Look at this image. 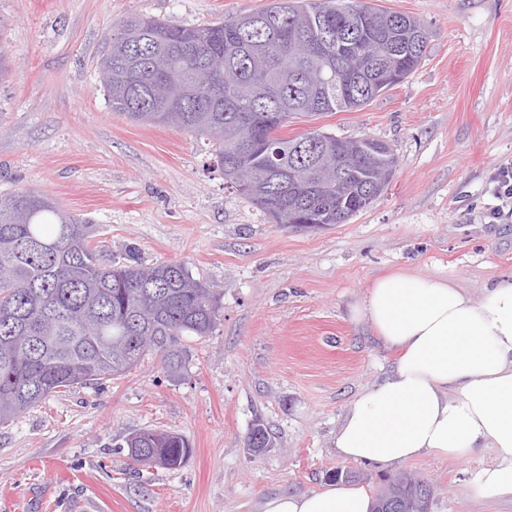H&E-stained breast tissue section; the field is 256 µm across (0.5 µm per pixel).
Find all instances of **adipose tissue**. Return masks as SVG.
I'll list each match as a JSON object with an SVG mask.
<instances>
[{
	"label": "adipose tissue",
	"mask_w": 512,
	"mask_h": 512,
	"mask_svg": "<svg viewBox=\"0 0 512 512\" xmlns=\"http://www.w3.org/2000/svg\"><path fill=\"white\" fill-rule=\"evenodd\" d=\"M398 353L384 380L359 394L336 431L337 455L382 467L433 453L468 458L491 449L476 493L512 500V279L488 284L482 301L451 281L407 272L377 279L350 306ZM360 485L328 484L267 498L261 512H371Z\"/></svg>",
	"instance_id": "adipose-tissue-1"
}]
</instances>
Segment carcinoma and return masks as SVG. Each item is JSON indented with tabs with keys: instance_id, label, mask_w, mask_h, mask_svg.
Masks as SVG:
<instances>
[{
	"instance_id": "carcinoma-1",
	"label": "carcinoma",
	"mask_w": 512,
	"mask_h": 512,
	"mask_svg": "<svg viewBox=\"0 0 512 512\" xmlns=\"http://www.w3.org/2000/svg\"><path fill=\"white\" fill-rule=\"evenodd\" d=\"M365 0H272L255 13L259 24L237 36L250 51H228L239 17L181 27L150 16L120 22L112 39L114 112L135 121L176 125L215 144L219 168L233 160L247 174L271 177L262 196L284 199L271 211L249 194L274 224H345L362 201L387 188L397 158L379 140L336 138L320 131L281 135L292 119L357 109L403 82L427 49L422 24L402 13L386 23ZM389 80L372 58L389 52ZM336 139V159L349 170L343 184L314 183L318 142ZM93 229L36 190L0 196V425L48 396L126 373L149 352L178 376L186 358L180 337L211 335L224 293L192 278L181 263L145 265L130 250L101 262ZM156 338L137 349L136 337ZM165 469L177 470L192 446L161 433L146 443ZM432 487H417L398 503L421 512Z\"/></svg>"
}]
</instances>
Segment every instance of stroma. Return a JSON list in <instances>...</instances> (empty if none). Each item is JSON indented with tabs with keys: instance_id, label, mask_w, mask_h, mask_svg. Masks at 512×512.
Segmentation results:
<instances>
[{
	"instance_id": "1",
	"label": "stroma",
	"mask_w": 512,
	"mask_h": 512,
	"mask_svg": "<svg viewBox=\"0 0 512 512\" xmlns=\"http://www.w3.org/2000/svg\"><path fill=\"white\" fill-rule=\"evenodd\" d=\"M271 2L0 0V195L40 191L92 222L103 259L133 247L224 290L212 335L182 337L180 378L150 353L0 425V512H261L349 469L376 492L390 470L340 459L334 436L396 354L350 304L393 272L451 279L476 302L512 275V209L490 184L512 164V0H371L423 24L419 67L360 108L282 130L393 149L387 189L344 224L272 223L226 183L208 140L112 112L99 61L121 19L191 27ZM258 420L274 446L256 456L245 438ZM145 428L184 435L187 463L132 464L124 443ZM492 460L424 454L398 470L433 486L430 512H512L472 488Z\"/></svg>"
}]
</instances>
